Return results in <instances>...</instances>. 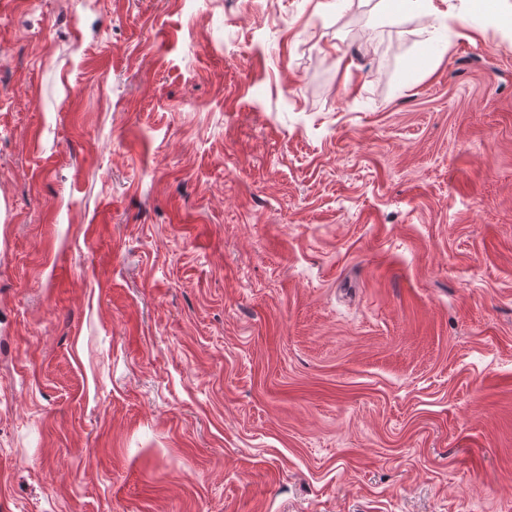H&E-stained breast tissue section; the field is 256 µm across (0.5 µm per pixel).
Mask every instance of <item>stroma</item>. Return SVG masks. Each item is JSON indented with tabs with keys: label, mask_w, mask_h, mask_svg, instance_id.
Masks as SVG:
<instances>
[{
	"label": "stroma",
	"mask_w": 512,
	"mask_h": 512,
	"mask_svg": "<svg viewBox=\"0 0 512 512\" xmlns=\"http://www.w3.org/2000/svg\"><path fill=\"white\" fill-rule=\"evenodd\" d=\"M326 2L0 0V512H512V0ZM380 4L384 11L396 16L414 13L432 15L436 12L434 0H382Z\"/></svg>",
	"instance_id": "stroma-1"
}]
</instances>
